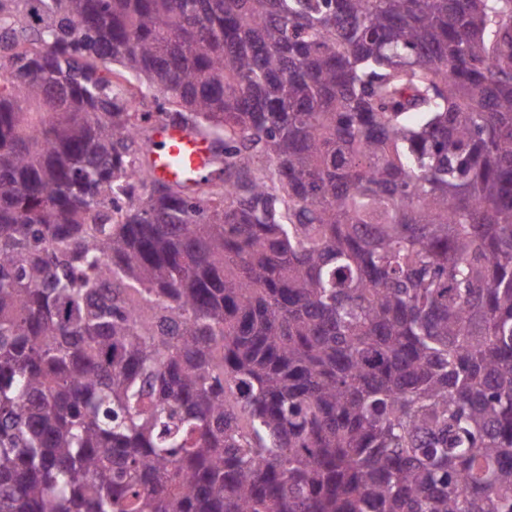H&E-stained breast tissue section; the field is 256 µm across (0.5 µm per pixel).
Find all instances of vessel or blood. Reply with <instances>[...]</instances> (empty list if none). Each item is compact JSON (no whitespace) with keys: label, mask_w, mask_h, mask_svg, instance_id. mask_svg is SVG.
<instances>
[{"label":"vessel or blood","mask_w":512,"mask_h":512,"mask_svg":"<svg viewBox=\"0 0 512 512\" xmlns=\"http://www.w3.org/2000/svg\"><path fill=\"white\" fill-rule=\"evenodd\" d=\"M156 176L181 181L202 174L213 158L204 135L189 129L157 125L148 145Z\"/></svg>","instance_id":"obj_1"}]
</instances>
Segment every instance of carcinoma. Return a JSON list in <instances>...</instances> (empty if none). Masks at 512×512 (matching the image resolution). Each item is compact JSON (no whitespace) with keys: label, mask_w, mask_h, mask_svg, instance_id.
Segmentation results:
<instances>
[{"label":"carcinoma","mask_w":512,"mask_h":512,"mask_svg":"<svg viewBox=\"0 0 512 512\" xmlns=\"http://www.w3.org/2000/svg\"><path fill=\"white\" fill-rule=\"evenodd\" d=\"M0 512H512V0H0ZM156 176L181 181L211 167L212 146L204 135L189 129L159 124L148 145Z\"/></svg>","instance_id":"obj_1"}]
</instances>
